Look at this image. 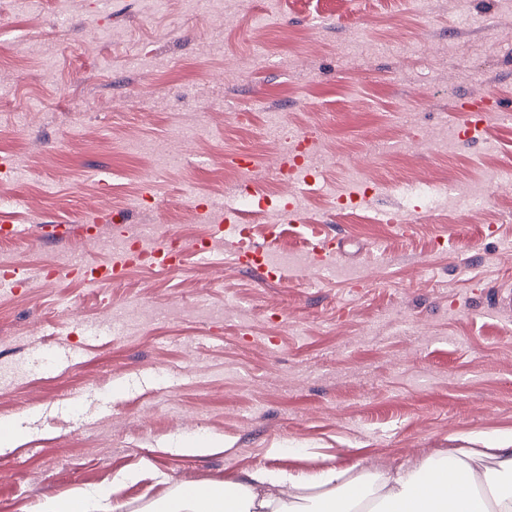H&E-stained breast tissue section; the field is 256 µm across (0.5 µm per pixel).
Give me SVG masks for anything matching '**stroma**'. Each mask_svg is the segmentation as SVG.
<instances>
[{
	"instance_id": "1",
	"label": "stroma",
	"mask_w": 512,
	"mask_h": 512,
	"mask_svg": "<svg viewBox=\"0 0 512 512\" xmlns=\"http://www.w3.org/2000/svg\"><path fill=\"white\" fill-rule=\"evenodd\" d=\"M0 0V180L8 220L28 233L11 256L33 275L76 256L79 230L110 216L196 242L195 206L232 209L249 153L271 206L253 220L282 279L186 254L137 270L0 288V421L26 433L0 450V512H41L56 496L109 494L111 512H157L177 485L263 468L295 476L332 465L381 472L466 435L491 447L512 431V193L460 211H419L402 188L489 189L512 167V7L502 0ZM65 26H58V18ZM57 79L43 83L45 66ZM497 105L483 131L456 103ZM37 111H28L29 103ZM320 132L313 186L275 182L269 129ZM375 188L340 208L339 191ZM153 185L155 207L141 202ZM407 211L406 228L386 218ZM43 224H67L61 240ZM343 242L333 269L307 244ZM190 439L214 440L184 455ZM136 481L113 486L122 472Z\"/></svg>"
}]
</instances>
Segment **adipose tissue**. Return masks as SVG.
<instances>
[{"label": "adipose tissue", "mask_w": 512, "mask_h": 512, "mask_svg": "<svg viewBox=\"0 0 512 512\" xmlns=\"http://www.w3.org/2000/svg\"><path fill=\"white\" fill-rule=\"evenodd\" d=\"M492 467H482L485 456ZM376 512H512V431L492 451H437L387 471L351 476L331 467L297 477L244 470L219 482L185 483L163 512H358L367 497Z\"/></svg>", "instance_id": "obj_1"}]
</instances>
